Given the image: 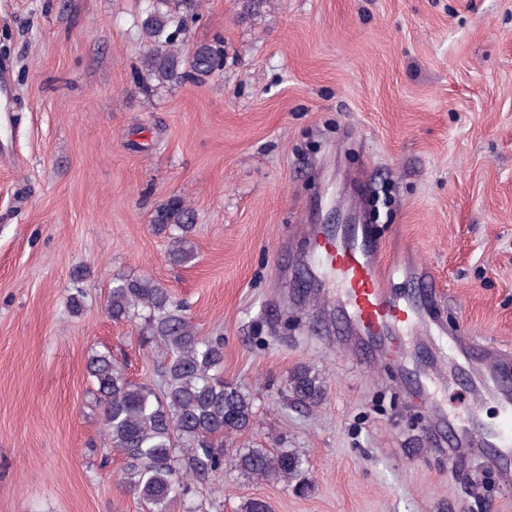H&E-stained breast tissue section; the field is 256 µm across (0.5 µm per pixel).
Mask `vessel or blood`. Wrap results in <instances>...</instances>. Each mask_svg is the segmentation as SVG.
<instances>
[{"mask_svg":"<svg viewBox=\"0 0 512 512\" xmlns=\"http://www.w3.org/2000/svg\"><path fill=\"white\" fill-rule=\"evenodd\" d=\"M313 259L319 265L321 285L335 292L346 316L344 331L355 340L374 342L395 350L406 346L408 337L418 335L423 319L419 302L392 297L382 276L379 247L365 225L340 226L319 232ZM455 350L466 353L468 365L479 370L478 390L471 396V413H478L486 400H496L501 417L498 428L488 432L476 424L463 427L462 433L477 446L490 447L486 460L494 468L512 466V394L501 390L504 375L499 355L482 345L465 327L449 335Z\"/></svg>","mask_w":512,"mask_h":512,"instance_id":"vessel-or-blood-1","label":"vessel or blood"}]
</instances>
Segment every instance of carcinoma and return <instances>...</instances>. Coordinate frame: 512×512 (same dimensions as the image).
<instances>
[{
	"label": "carcinoma",
	"mask_w": 512,
	"mask_h": 512,
	"mask_svg": "<svg viewBox=\"0 0 512 512\" xmlns=\"http://www.w3.org/2000/svg\"><path fill=\"white\" fill-rule=\"evenodd\" d=\"M201 0H159L146 7L140 27L150 48L143 67L158 84L185 77L203 83L224 69V45L198 46L183 56L178 38L187 18L199 14ZM194 213L173 198L154 214L152 223L168 231L170 262L194 258ZM106 308L114 321L141 322L140 344L156 354L155 381H136L108 348L93 349L87 369L100 412L104 454L124 456L120 482L136 495L146 512H167L175 504L196 512L191 504L196 484H214L228 466L248 478L309 488L304 460L290 448L234 444L255 417L254 399L235 382L224 379V338L201 335L162 284L133 276L113 279ZM294 400L315 406L325 396L319 377L306 367L292 372Z\"/></svg>",
	"instance_id": "cac0c4a2"
}]
</instances>
